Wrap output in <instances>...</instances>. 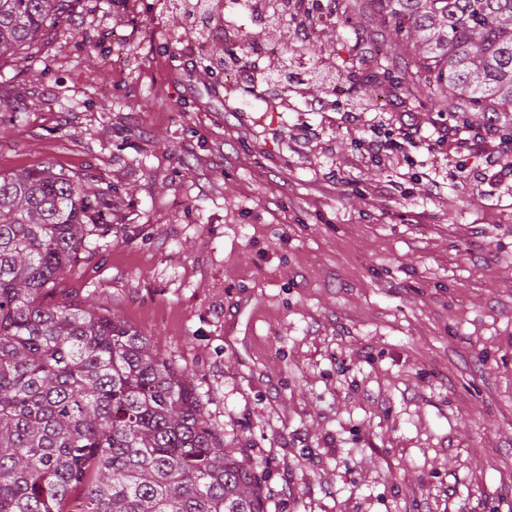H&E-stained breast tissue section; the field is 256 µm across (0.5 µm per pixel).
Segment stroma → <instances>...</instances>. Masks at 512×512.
Instances as JSON below:
<instances>
[{
  "label": "stroma",
  "mask_w": 512,
  "mask_h": 512,
  "mask_svg": "<svg viewBox=\"0 0 512 512\" xmlns=\"http://www.w3.org/2000/svg\"><path fill=\"white\" fill-rule=\"evenodd\" d=\"M360 2L245 26L334 78L260 101L172 0H80L0 60L34 91L0 113V173L120 188L125 228L48 300L184 368L268 512H512V144L381 85Z\"/></svg>",
  "instance_id": "35a3bbf8"
}]
</instances>
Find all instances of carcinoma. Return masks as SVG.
Returning <instances> with one entry per match:
<instances>
[{
  "instance_id": "1",
  "label": "carcinoma",
  "mask_w": 512,
  "mask_h": 512,
  "mask_svg": "<svg viewBox=\"0 0 512 512\" xmlns=\"http://www.w3.org/2000/svg\"><path fill=\"white\" fill-rule=\"evenodd\" d=\"M75 0H0V58L38 45ZM204 0H179L215 28ZM400 56L394 90L480 112L512 137V0H369ZM117 197L50 166L0 174V512H267L254 468L152 341L87 300L45 302Z\"/></svg>"
}]
</instances>
